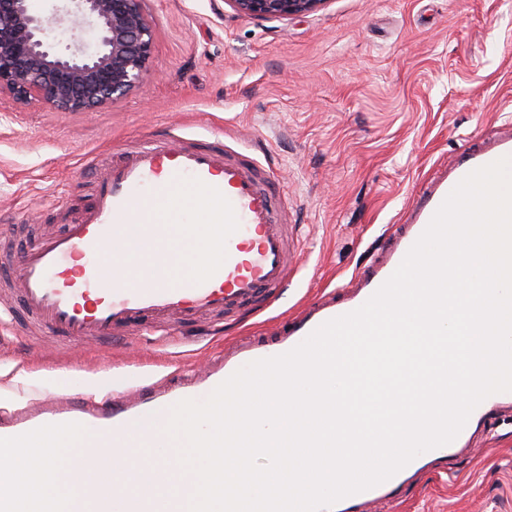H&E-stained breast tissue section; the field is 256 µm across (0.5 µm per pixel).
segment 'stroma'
<instances>
[{
	"mask_svg": "<svg viewBox=\"0 0 512 512\" xmlns=\"http://www.w3.org/2000/svg\"><path fill=\"white\" fill-rule=\"evenodd\" d=\"M146 10L149 73L127 97L90 112L0 99V256L18 259L79 217L93 182L85 156L117 158L175 124L190 138H238L274 168L301 270L271 308L175 346L147 332L57 350L50 334L0 325L1 412L48 393H109L115 377L192 376L203 355L348 294L434 172L512 129V0H328L269 21L226 0H147ZM475 442L477 455L417 473L412 498L372 512H512V412Z\"/></svg>",
	"mask_w": 512,
	"mask_h": 512,
	"instance_id": "stroma-1",
	"label": "stroma"
}]
</instances>
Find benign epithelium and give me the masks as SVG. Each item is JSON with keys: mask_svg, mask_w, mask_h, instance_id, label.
I'll list each match as a JSON object with an SVG mask.
<instances>
[{"mask_svg": "<svg viewBox=\"0 0 512 512\" xmlns=\"http://www.w3.org/2000/svg\"><path fill=\"white\" fill-rule=\"evenodd\" d=\"M32 0H0V96L18 104L39 101L51 109L88 112L130 94L143 81L153 48L145 0H68L49 14ZM257 18L313 13L328 0H228ZM88 24L94 49L74 41L67 53L48 42L50 28L68 20Z\"/></svg>", "mask_w": 512, "mask_h": 512, "instance_id": "7a95c632", "label": "benign epithelium"}]
</instances>
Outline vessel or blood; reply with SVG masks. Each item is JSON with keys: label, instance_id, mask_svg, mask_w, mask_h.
Here are the masks:
<instances>
[{"label": "vessel or blood", "instance_id": "obj_1", "mask_svg": "<svg viewBox=\"0 0 512 512\" xmlns=\"http://www.w3.org/2000/svg\"><path fill=\"white\" fill-rule=\"evenodd\" d=\"M512 156V136L470 157L453 174L426 183L409 223L396 225L387 254L356 281L341 303L314 306L286 321L274 340L241 343L220 361L205 360L188 382L169 377L95 402L49 395L0 419V438L45 425L78 423L93 430L76 467L100 466L106 443L161 446L154 435L178 402L204 400L239 368L286 353L325 322L362 306L394 273L454 187L471 171ZM273 171L224 142L190 139L168 127L125 149L98 169L91 204L64 232L44 237L21 257L13 281L18 310L54 336L111 344L155 322L183 336L209 316H234L268 307L299 271L293 227L283 221ZM206 241L201 265L178 272L168 255L186 233ZM512 409V392L485 398L449 444L423 452L387 481L338 501L330 512H370L376 503L402 501L413 474L470 448L488 421Z\"/></svg>", "mask_w": 512, "mask_h": 512}]
</instances>
